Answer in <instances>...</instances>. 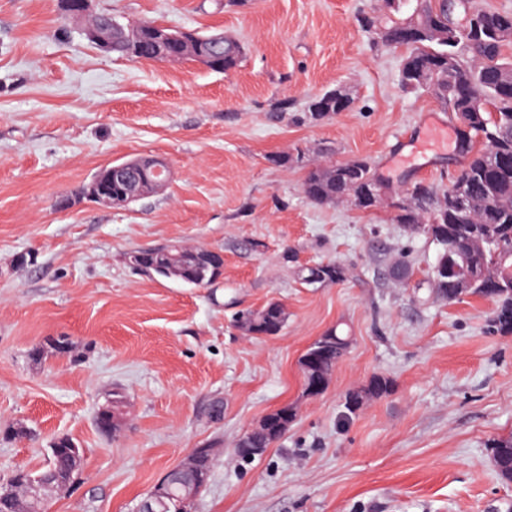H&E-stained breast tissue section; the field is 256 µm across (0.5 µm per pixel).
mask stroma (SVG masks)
<instances>
[{
    "label": "stroma",
    "instance_id": "obj_1",
    "mask_svg": "<svg viewBox=\"0 0 512 512\" xmlns=\"http://www.w3.org/2000/svg\"><path fill=\"white\" fill-rule=\"evenodd\" d=\"M380 0H95L243 46L224 73L104 54L60 0H0V484L46 465L66 436L85 464L48 512H136L194 449L216 453L196 512H512L491 463L512 435V335L490 332L492 301L451 303L428 284L437 247L391 221L417 182L447 187L457 139L390 165L431 115H453L399 83L402 50L356 21ZM343 86L349 111L318 121L308 100ZM368 159L372 211L318 205L307 170L274 154ZM165 159L167 189L124 209L82 199L95 173ZM178 242L220 252L194 288L153 279L130 252ZM414 272L391 273L402 252ZM336 260L346 279L303 284L298 267ZM283 303L275 336L239 314ZM351 338L327 389L308 398L298 360L330 328ZM393 391L348 413L373 375ZM119 395L114 433L98 407ZM289 404L297 418L263 455L235 457L246 431Z\"/></svg>",
    "mask_w": 512,
    "mask_h": 512
}]
</instances>
